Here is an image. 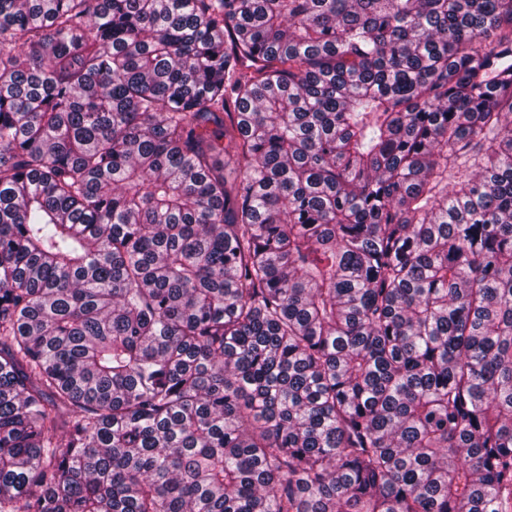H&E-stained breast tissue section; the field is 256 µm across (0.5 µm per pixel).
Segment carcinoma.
Returning a JSON list of instances; mask_svg holds the SVG:
<instances>
[{
	"instance_id": "obj_1",
	"label": "carcinoma",
	"mask_w": 512,
	"mask_h": 512,
	"mask_svg": "<svg viewBox=\"0 0 512 512\" xmlns=\"http://www.w3.org/2000/svg\"><path fill=\"white\" fill-rule=\"evenodd\" d=\"M0 512H512V0H0Z\"/></svg>"
}]
</instances>
